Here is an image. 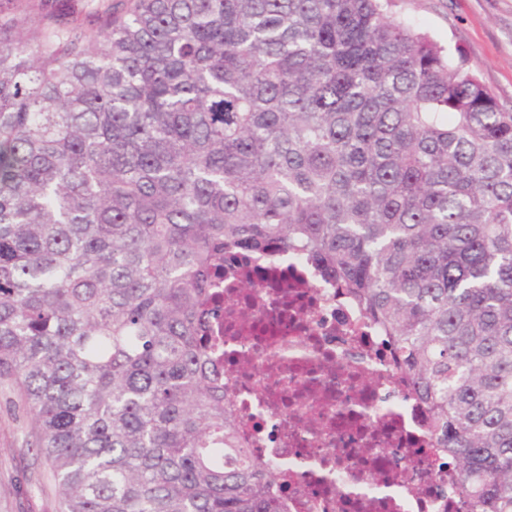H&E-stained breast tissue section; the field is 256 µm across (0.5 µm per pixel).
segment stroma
Instances as JSON below:
<instances>
[{"label":"stroma","instance_id":"stroma-1","mask_svg":"<svg viewBox=\"0 0 512 512\" xmlns=\"http://www.w3.org/2000/svg\"><path fill=\"white\" fill-rule=\"evenodd\" d=\"M390 11L461 52L499 103L512 108V0H392ZM0 512H59L34 424L9 383L0 384Z\"/></svg>","mask_w":512,"mask_h":512}]
</instances>
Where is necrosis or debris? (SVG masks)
I'll list each match as a JSON object with an SVG mask.
<instances>
[{
	"label": "necrosis or debris",
	"instance_id": "4bbe7bcc",
	"mask_svg": "<svg viewBox=\"0 0 512 512\" xmlns=\"http://www.w3.org/2000/svg\"><path fill=\"white\" fill-rule=\"evenodd\" d=\"M215 303L224 399L287 512H467L386 336L301 251L226 265Z\"/></svg>",
	"mask_w": 512,
	"mask_h": 512
}]
</instances>
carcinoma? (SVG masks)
I'll return each mask as SVG.
<instances>
[{
    "label": "carcinoma",
    "instance_id": "obj_1",
    "mask_svg": "<svg viewBox=\"0 0 512 512\" xmlns=\"http://www.w3.org/2000/svg\"><path fill=\"white\" fill-rule=\"evenodd\" d=\"M0 0V380L62 512H286L207 304L300 248L388 336L471 512H512V109L385 0Z\"/></svg>",
    "mask_w": 512,
    "mask_h": 512
}]
</instances>
